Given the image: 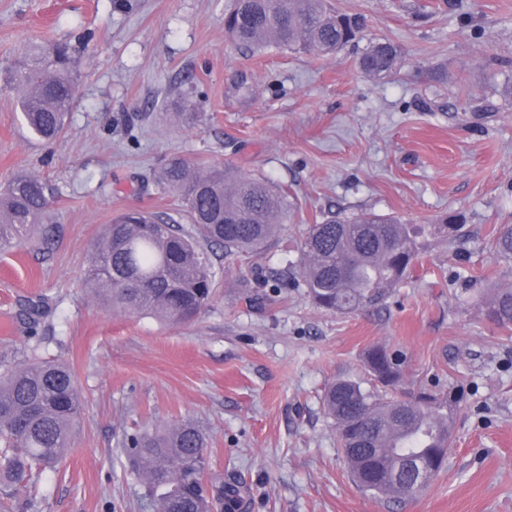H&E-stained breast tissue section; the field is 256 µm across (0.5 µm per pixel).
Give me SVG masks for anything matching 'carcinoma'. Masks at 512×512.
<instances>
[{
	"label": "carcinoma",
	"mask_w": 512,
	"mask_h": 512,
	"mask_svg": "<svg viewBox=\"0 0 512 512\" xmlns=\"http://www.w3.org/2000/svg\"><path fill=\"white\" fill-rule=\"evenodd\" d=\"M363 20L340 14L328 0H233L224 32L238 46L261 52L273 44L313 54L336 53L361 39ZM389 40L371 41L358 66L380 80L403 62ZM0 73L22 92L18 106L40 139L58 137L72 110L76 73L67 44L26 42ZM158 189L175 195L181 213L126 210L104 225L88 259L87 281L104 308L171 324L192 321L212 299L215 274L205 246L224 253L257 252L288 218V192L264 176L234 177L214 167L201 173L186 159L171 158ZM48 186L27 173L0 189V248L20 247L45 223ZM186 217L189 227L180 224ZM496 255L512 260V224L493 238ZM413 224L375 213H330L307 226L297 247L302 284L319 308L340 314L384 304L408 279L419 258ZM488 316L512 327V287L497 288ZM374 379L385 387L401 380L398 358L380 346L365 353ZM457 394L423 392L410 402L385 401L351 379L331 384L324 412L357 487L377 499H414L444 470L454 443ZM84 399L73 368L37 354V348L0 372V512H38L31 497L33 471L51 467L72 447L82 426ZM121 448L143 486L149 512H239L242 486L209 473L207 440L189 421L162 431L136 430Z\"/></svg>",
	"instance_id": "cac0c4a2"
}]
</instances>
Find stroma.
<instances>
[{"label": "stroma", "instance_id": "stroma-1", "mask_svg": "<svg viewBox=\"0 0 512 512\" xmlns=\"http://www.w3.org/2000/svg\"><path fill=\"white\" fill-rule=\"evenodd\" d=\"M232 0H0V63L32 38L76 50V102L46 143L0 83V186L25 172L53 190L50 245L0 251V361L37 346L75 370L85 396L73 448L39 476V512H141L124 432L191 420L212 474L249 490L247 512H512V330L488 320L512 286L493 251L512 224V0H332L365 40L404 52L374 80L357 48L250 54L224 33ZM202 122L184 126L179 113ZM199 170L286 187L288 221L258 253L210 249L216 296L190 323L102 310L86 282L103 225L138 208L171 213L155 178L172 156ZM408 224L420 263L376 309L316 308L290 268L306 225L328 212ZM50 317L30 323L28 301ZM403 360L402 400L454 390L448 468L415 499L354 484L323 412L330 383L370 386L365 352Z\"/></svg>", "mask_w": 512, "mask_h": 512}]
</instances>
